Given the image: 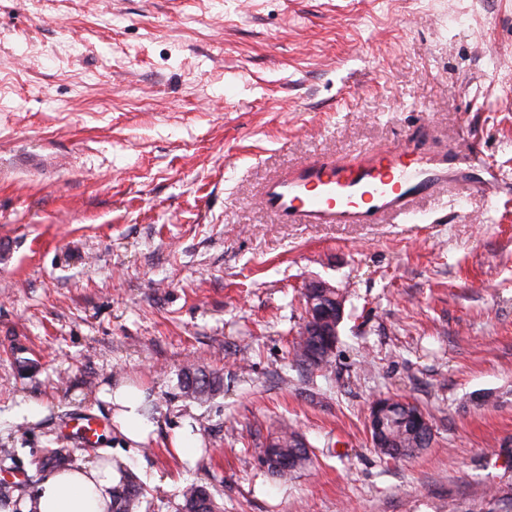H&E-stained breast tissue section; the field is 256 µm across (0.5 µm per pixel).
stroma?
I'll use <instances>...</instances> for the list:
<instances>
[{"mask_svg":"<svg viewBox=\"0 0 512 512\" xmlns=\"http://www.w3.org/2000/svg\"><path fill=\"white\" fill-rule=\"evenodd\" d=\"M477 141L499 187L458 182L376 224H284L256 199L322 156ZM343 289L329 370L298 367L300 291ZM192 366L222 376L185 397ZM144 391L147 443L104 388ZM433 428L392 461L377 398ZM36 404V419L21 416ZM107 425L97 447L65 424ZM289 425L311 465L263 450ZM191 428L192 460L174 442ZM512 441V0H0V512L107 462L139 512L205 485L222 512H446ZM222 379L211 373L205 374L197 368L185 369L181 374V388L185 395L206 401L221 389Z\"/></svg>","mask_w":512,"mask_h":512,"instance_id":"1","label":"stroma"}]
</instances>
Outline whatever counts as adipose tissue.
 Segmentation results:
<instances>
[{
  "instance_id": "1",
  "label": "adipose tissue",
  "mask_w": 512,
  "mask_h": 512,
  "mask_svg": "<svg viewBox=\"0 0 512 512\" xmlns=\"http://www.w3.org/2000/svg\"><path fill=\"white\" fill-rule=\"evenodd\" d=\"M104 398L113 408L112 419L120 432L130 441H147L153 424L141 413L143 392L121 386ZM114 483L112 469L100 463L62 468L40 484L29 507L31 512H111Z\"/></svg>"
}]
</instances>
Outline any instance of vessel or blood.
Here are the masks:
<instances>
[{
	"label": "vessel or blood",
	"instance_id": "vessel-or-blood-1",
	"mask_svg": "<svg viewBox=\"0 0 512 512\" xmlns=\"http://www.w3.org/2000/svg\"><path fill=\"white\" fill-rule=\"evenodd\" d=\"M454 176L447 154L403 146L372 150L356 161L322 159L269 180L258 198L267 213L290 224H374L409 213L412 202L433 194ZM99 420H77L81 445L96 444Z\"/></svg>",
	"mask_w": 512,
	"mask_h": 512
}]
</instances>
